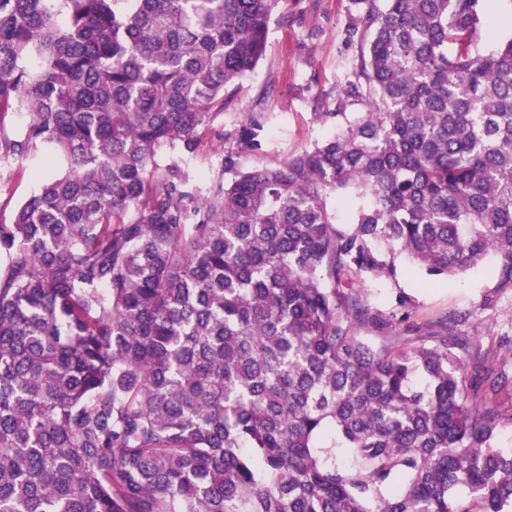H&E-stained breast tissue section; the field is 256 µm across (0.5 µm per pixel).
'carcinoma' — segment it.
I'll return each instance as SVG.
<instances>
[{
  "label": "carcinoma",
  "instance_id": "obj_1",
  "mask_svg": "<svg viewBox=\"0 0 512 512\" xmlns=\"http://www.w3.org/2000/svg\"><path fill=\"white\" fill-rule=\"evenodd\" d=\"M279 3L0 0V157L60 167L0 222V512H512V380L452 317L372 342L355 288L512 286V38L360 0L334 131L242 170L251 115L194 186Z\"/></svg>",
  "mask_w": 512,
  "mask_h": 512
}]
</instances>
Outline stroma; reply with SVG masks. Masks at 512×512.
I'll use <instances>...</instances> for the list:
<instances>
[{
  "mask_svg": "<svg viewBox=\"0 0 512 512\" xmlns=\"http://www.w3.org/2000/svg\"><path fill=\"white\" fill-rule=\"evenodd\" d=\"M358 10L354 0H281L270 21L264 57L228 100L223 120L201 135L200 153L189 165L193 179L219 176L222 135L245 115L264 117L262 147L241 155L245 168L283 162L331 132V124L313 115L334 106L347 63L358 50L347 34ZM52 172L46 165L19 173L0 161V219L9 220ZM395 266V277H369L357 288L383 315L404 318L408 330L400 342H410L412 327L432 331L441 318L457 315L461 332L498 348L496 367L512 376V287L500 284L494 262L451 278L411 274L401 255Z\"/></svg>",
  "mask_w": 512,
  "mask_h": 512,
  "instance_id": "obj_1",
  "label": "stroma"
}]
</instances>
